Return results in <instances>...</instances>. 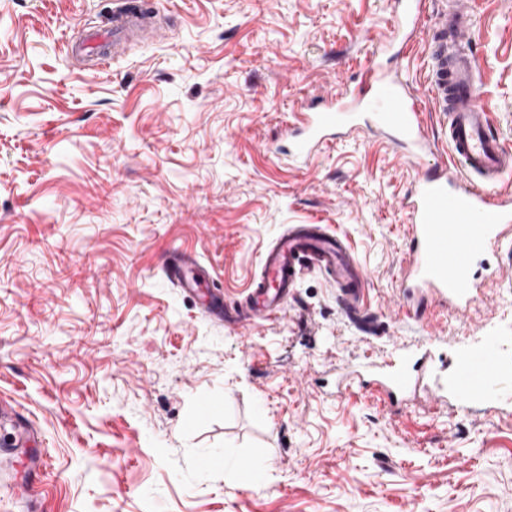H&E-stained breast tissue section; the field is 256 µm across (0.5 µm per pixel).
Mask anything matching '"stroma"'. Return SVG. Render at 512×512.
<instances>
[{"label":"stroma","instance_id":"1","mask_svg":"<svg viewBox=\"0 0 512 512\" xmlns=\"http://www.w3.org/2000/svg\"><path fill=\"white\" fill-rule=\"evenodd\" d=\"M473 2L479 89L512 148V0ZM152 4L173 39L100 73L67 44L116 0H0V403L50 451L44 485L0 512H512V381L466 411L434 398L484 336L512 362V275L467 318L398 315L413 171L366 129L306 166L282 155L295 104L369 62L424 85V47L383 44L391 0ZM294 224L366 267L356 314L310 270L278 317L221 323L164 267L195 255L237 307ZM395 347L421 363L401 405L338 393Z\"/></svg>","mask_w":512,"mask_h":512}]
</instances>
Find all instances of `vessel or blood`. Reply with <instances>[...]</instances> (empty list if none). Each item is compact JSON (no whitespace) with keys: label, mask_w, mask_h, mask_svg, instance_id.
I'll use <instances>...</instances> for the list:
<instances>
[{"label":"vessel or blood","mask_w":512,"mask_h":512,"mask_svg":"<svg viewBox=\"0 0 512 512\" xmlns=\"http://www.w3.org/2000/svg\"><path fill=\"white\" fill-rule=\"evenodd\" d=\"M425 0H401L389 41L411 47L423 40L429 50L430 76L415 88L372 65L361 74V89L327 95L317 109L297 105L286 134L288 155L298 165H308L340 129L367 127L402 148V158L416 173L405 204L408 247L401 269L403 314L435 306L467 312L483 293L476 264L494 251L512 245V191L502 178L512 172V150L494 133L480 98L477 60L466 52L467 36L474 26L470 0H452L433 24H426ZM151 14L147 0H126L115 13L111 28L88 35L78 45L95 67L106 69L105 51L113 39L142 28ZM434 103L448 115V160L430 162L431 142L423 112ZM478 175L480 186L471 187L466 176ZM194 255L186 254L171 271L185 293H195L198 282L192 270ZM318 269L335 283L347 312L359 309L368 279L344 241L319 224L291 227L261 258V275L252 283L248 303L239 322L277 316L301 275ZM512 375L499 353L495 337H487L480 350L462 352L445 386L460 408L496 394L497 383ZM416 368L401 356L377 373L379 392L406 393L415 386Z\"/></svg>","instance_id":"1"}]
</instances>
